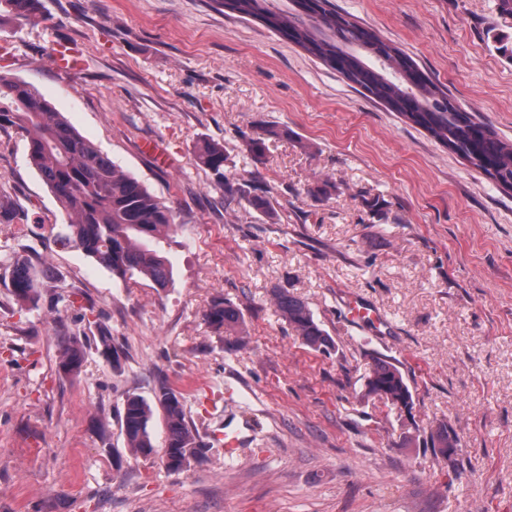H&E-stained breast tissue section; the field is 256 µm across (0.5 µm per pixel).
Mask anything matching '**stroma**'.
Masks as SVG:
<instances>
[{
    "label": "stroma",
    "instance_id": "stroma-1",
    "mask_svg": "<svg viewBox=\"0 0 512 512\" xmlns=\"http://www.w3.org/2000/svg\"><path fill=\"white\" fill-rule=\"evenodd\" d=\"M375 30L512 140V57L498 52V0H331ZM83 51L58 68L52 43ZM0 71L37 87L124 172L171 206L166 288L120 280L57 243L65 223L30 166L27 138L0 131V512H512V194L336 70L213 0H43V18L0 25ZM261 162L242 139L264 125ZM204 138L223 178L195 159ZM331 184L327 196L310 190ZM262 190L277 219L224 197ZM378 208H371V201ZM43 272L19 305L9 259ZM304 301L333 338L321 353L280 317L273 292ZM383 332L354 324L350 297ZM230 302L242 322L210 326ZM86 339L78 376L58 371V322ZM112 333L121 365L94 338ZM400 367L413 407L364 396L374 359ZM182 393L201 440L229 430L182 472L134 456L126 393ZM232 402H225V394ZM458 437L454 461L428 441ZM348 308L353 321L362 325L372 323L377 328L384 326L382 317L374 309L360 302L357 297L349 299ZM206 321L214 328L225 330L236 326L240 321L238 310L230 304L217 302L212 304L205 313Z\"/></svg>",
    "mask_w": 512,
    "mask_h": 512
}]
</instances>
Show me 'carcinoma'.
<instances>
[{"mask_svg":"<svg viewBox=\"0 0 512 512\" xmlns=\"http://www.w3.org/2000/svg\"><path fill=\"white\" fill-rule=\"evenodd\" d=\"M241 17H253L267 28L292 40L311 55L337 70L353 88H361L427 131L439 143L464 157L470 164L512 191V143L503 141L485 122L469 112L448 108L450 95L439 88L394 44L382 41L373 29L338 13L330 0H293L288 12L266 6L267 0H215ZM42 0H0V21L6 18L38 22ZM15 128L28 137V159L44 184L56 197L68 222L59 225L55 240L81 249L119 278L141 276L165 288L173 279L172 268L160 246L162 231L176 228L173 210L155 197L138 179L119 170L112 160L83 137L34 86L0 72V130ZM244 151L256 162L266 152L265 138L242 137ZM197 158L215 176L224 178L227 157L224 147L209 139L198 146ZM248 205L273 218L268 196L244 195ZM41 274L28 256L17 253L11 263L9 288L17 303L37 307L42 297ZM282 319L302 344L325 352L334 340L312 311L286 291L275 294ZM214 328L226 330L240 321L238 310L217 302L205 313ZM60 369L66 376L80 372L85 359L84 340L61 326L56 332ZM101 353L120 366V354L107 327H98ZM367 396L379 397L393 409L412 404L408 380L388 361H373L364 376ZM162 410L165 420L163 464L181 471L186 455L199 457L205 446L187 420L180 394L162 385L149 400L128 394L119 419L127 447L143 456L155 448L153 419ZM433 450L448 459L456 453L458 440L448 426L432 434Z\"/></svg>","mask_w":512,"mask_h":512,"instance_id":"obj_1","label":"carcinoma"}]
</instances>
